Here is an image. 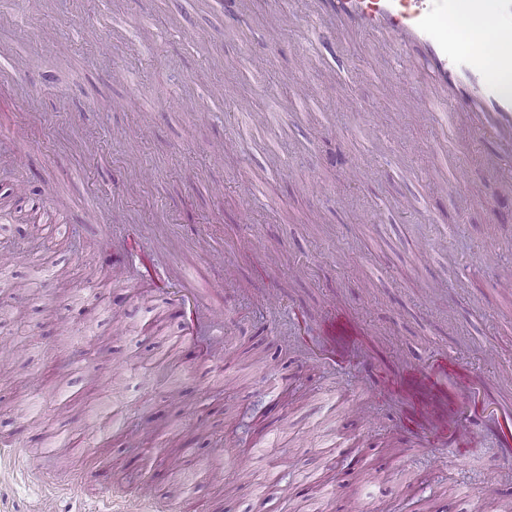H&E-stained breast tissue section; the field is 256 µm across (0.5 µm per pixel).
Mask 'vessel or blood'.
<instances>
[{
  "instance_id": "1",
  "label": "vessel or blood",
  "mask_w": 512,
  "mask_h": 512,
  "mask_svg": "<svg viewBox=\"0 0 512 512\" xmlns=\"http://www.w3.org/2000/svg\"><path fill=\"white\" fill-rule=\"evenodd\" d=\"M307 16L336 26L337 42L369 38L376 52H395L397 64L373 70L365 81L375 92L413 100L428 121L456 140L460 121H467L475 142H490L489 157L497 182L512 196V95H506L486 76L482 58L463 50L442 28L453 15L482 8L483 0H305ZM199 313L213 330L227 331L225 304L196 298ZM305 334L317 349H342L339 371L352 381L343 393L350 399L382 398L389 407L387 426L399 433L409 451L430 450L460 455L483 434L488 417L474 411V399L486 391L474 372L451 377L436 372L430 355L404 351L394 356L390 375L368 353L364 331L344 312L329 306L310 321ZM287 491L293 502L306 501L320 483L316 475L297 467ZM103 512H158L154 499L119 498L102 487Z\"/></svg>"
}]
</instances>
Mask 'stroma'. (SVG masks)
Masks as SVG:
<instances>
[{
	"label": "stroma",
	"mask_w": 512,
	"mask_h": 512,
	"mask_svg": "<svg viewBox=\"0 0 512 512\" xmlns=\"http://www.w3.org/2000/svg\"><path fill=\"white\" fill-rule=\"evenodd\" d=\"M301 0H249L239 39L224 8L209 0H0V53L24 70L36 104L13 109L0 87V186L25 183L16 207L36 210L44 230L20 240L21 223L0 236V305L29 314L37 345L22 342L0 372V442L21 438L27 476L0 470V512H97L99 480L128 467L131 452L161 457L178 474L214 458L236 491L196 475L187 495L169 482L148 494L174 512H284L292 461L340 484L336 512L350 499L379 506L410 502V512H512V469L497 468L493 440L461 460L432 452L402 457L388 469L396 443L380 427L384 407L361 401L333 409L345 379L311 357L281 373L299 337L296 316L337 302L395 349L445 352L475 368L512 403V220H494L506 205L468 128L455 144L457 187H445L437 134L403 98L372 93L359 74L382 66L368 43L345 52L356 79L336 96L329 70L308 76L316 98L301 112L286 99L299 80L305 22L275 25L278 9L300 13ZM248 112H240V103ZM407 168L386 181L387 170ZM427 199H419L420 191ZM118 197L132 221L122 256L152 278L100 273L108 225L94 205ZM371 223H360L361 215ZM223 252L213 267L209 251ZM288 309L266 307L256 274L264 256ZM176 266L196 288L228 286L236 302L224 338L223 368L209 373L179 355L169 388L152 373L124 367L133 356H164L180 330L170 295L159 291ZM162 327L139 332L150 313ZM287 378L286 412H274L267 388ZM76 400L46 410L33 429L17 413L52 387ZM123 410L130 421L151 412L153 431L131 447L122 430L104 446L92 432ZM204 419L192 456L171 446L187 419ZM339 434L356 440L337 464L325 446ZM249 455L247 466L236 463ZM279 465L280 488L264 483ZM96 471L82 495H62L51 476ZM254 488L251 496L240 487Z\"/></svg>",
	"instance_id": "obj_1"
}]
</instances>
